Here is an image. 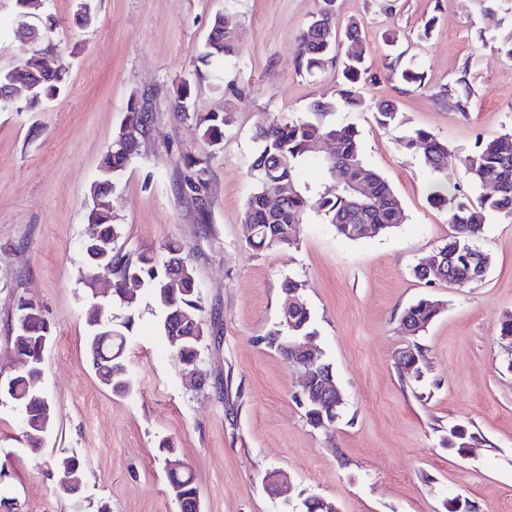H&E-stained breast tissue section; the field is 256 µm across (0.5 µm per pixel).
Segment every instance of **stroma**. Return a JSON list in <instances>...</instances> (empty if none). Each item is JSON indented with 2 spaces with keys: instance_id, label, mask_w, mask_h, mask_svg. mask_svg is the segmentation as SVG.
I'll list each match as a JSON object with an SVG mask.
<instances>
[{
  "instance_id": "1",
  "label": "stroma",
  "mask_w": 512,
  "mask_h": 512,
  "mask_svg": "<svg viewBox=\"0 0 512 512\" xmlns=\"http://www.w3.org/2000/svg\"><path fill=\"white\" fill-rule=\"evenodd\" d=\"M81 0H49V35L67 89L34 112L0 108V369L12 366L7 326L17 295L38 301L53 341L41 386L55 410L40 451L26 447L17 410L0 404V495L22 512H178L158 443L171 440L195 474L203 512H300L315 492L338 512H445L460 497L473 512H512V345L499 324L512 314V224L488 217L477 247L489 258L484 279L427 285L412 267L446 242L447 210L432 207L431 174L400 142L403 127L447 142L448 181L474 200L481 187L458 159L477 142L512 131V60L483 33L482 0H336L339 24L356 20L371 47L363 92L390 100L400 125L376 124L372 111L336 113L360 132L366 161L399 195L405 213L390 233L360 240L309 215L295 245L258 252L242 220L248 175L263 121L305 118L309 105L339 87L349 49L314 75L299 70V32L321 0H92L90 27L75 24ZM236 25L235 64L200 52L216 12ZM437 16L429 40L424 22ZM13 0H0V71L22 66L31 45L19 38ZM418 62L421 87L398 82L393 58ZM470 95L456 106L459 81ZM189 82L192 109H225L224 147L212 151L191 120L171 109ZM152 96L153 123L110 197L125 249H160L179 239L205 302V336L193 385L164 349L160 310L143 299L127 344L131 392L112 395L86 362L80 244L88 234L89 189L125 120L131 97ZM210 158L205 206L178 190L180 155ZM302 281L315 316V345L331 362L344 395L329 430L310 426L295 396L302 371L265 338L280 320L282 283ZM423 296L441 313L418 336L401 332L404 310ZM417 346L422 380L404 375L400 351ZM481 433L486 446L461 455L446 447L450 427ZM86 465L83 498L59 494L64 458ZM290 478L289 494L267 488L268 472Z\"/></svg>"
}]
</instances>
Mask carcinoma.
<instances>
[{
    "mask_svg": "<svg viewBox=\"0 0 512 512\" xmlns=\"http://www.w3.org/2000/svg\"><path fill=\"white\" fill-rule=\"evenodd\" d=\"M45 2L15 0L17 15L37 20L50 30L52 18L45 14ZM489 2L491 5L484 10L485 28L499 29L503 23L500 4H509L505 12L512 13V0ZM336 33L334 14L320 9L298 37L299 68L309 74L322 69L336 51ZM344 36L350 42L351 51L343 62L337 94L313 102L303 120L268 121L255 128L258 150L249 171L254 187L244 206V223L252 228L247 245L253 250L292 247L299 224L310 213L349 240L384 234L404 219L402 201L391 184L364 161L357 129L333 120L341 110L357 112L368 108L359 87L366 74L369 55L360 24L348 23ZM51 50L53 46L41 39L32 45V55L25 63L29 85L17 84L10 88V98L0 99V107L23 105L34 110L65 91L66 68H61L54 79L39 67L42 54ZM239 52L237 37L227 27L224 14H215L204 45L205 61L230 62ZM390 70L406 84L420 86L424 82V71L418 64H395ZM190 98V87L185 82L180 83L175 90L174 112L194 120L209 146L224 147V126L231 122V113L226 110L192 112ZM126 112V125L107 147L98 179L90 189L92 206L87 212V221L97 230L92 242L93 254L81 251L83 283L96 299L86 319V359L104 386L112 391L120 388L124 393L132 389L126 360L128 333L143 295H149L161 310L158 329L166 351L191 376L200 360L204 338L203 299L195 269L182 243L170 239L158 253L150 249L127 252L117 245L121 225L115 223L109 196L135 154L141 136L147 134L146 123L153 120L151 115L135 110L132 98ZM374 118L378 125L389 127L398 121V108L387 101L377 106ZM328 140L336 143L332 160L320 150L322 143ZM401 142L407 150L421 151L424 165L437 176V187L430 195V203L448 208L449 223L454 228L444 245L413 267L414 276L426 284L443 282L459 286L482 279L486 255L475 246L474 240L483 234L486 215L494 214L512 222V133L483 142L475 152L461 159L463 172L471 181L481 185L489 181L496 184L493 194L480 196L475 204L458 199L448 186L447 142L421 128L409 131L401 137ZM180 160L179 190L205 205L210 185V156L186 151L180 155ZM308 160L318 165L325 180L323 189L316 193L301 182V168ZM361 185L369 189V194L358 190ZM274 195L283 196L282 206L276 209L268 206L269 198ZM106 275L110 276L112 284L108 293L100 291L102 277ZM282 291L283 329L271 332L267 343L288 364L299 366L308 363V357L284 348L279 336H315L318 334L316 322L304 296L303 283L290 278L283 283ZM116 304L126 312L118 322L112 315ZM439 312V301L423 297L403 312L400 329L409 336H417ZM51 343V329L40 304L25 295L18 296L10 345L14 355L25 361L27 367L18 374L0 371V402L9 403L19 411L22 436L33 450L42 446L54 416L53 405L40 387L44 355ZM330 368L332 365L324 354H319L318 366L313 369L310 380L313 390H319L327 380ZM304 409L307 422L316 429L326 430L336 422V411L330 406L310 401ZM448 439L452 441L450 447L459 454L484 442L476 433L462 428L449 429ZM166 479L179 512H202L199 489L187 467L177 464L166 471Z\"/></svg>",
    "mask_w": 512,
    "mask_h": 512,
    "instance_id": "obj_1",
    "label": "carcinoma"
}]
</instances>
